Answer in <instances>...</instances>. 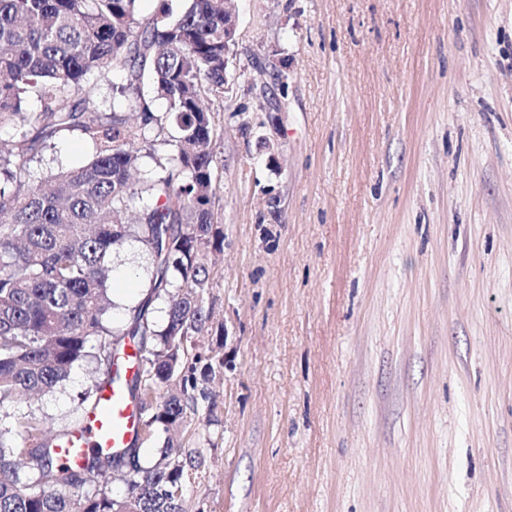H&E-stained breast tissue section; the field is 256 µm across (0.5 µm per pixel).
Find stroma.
Listing matches in <instances>:
<instances>
[{
    "label": "stroma",
    "instance_id": "1",
    "mask_svg": "<svg viewBox=\"0 0 512 512\" xmlns=\"http://www.w3.org/2000/svg\"><path fill=\"white\" fill-rule=\"evenodd\" d=\"M234 8L188 512H512V0ZM106 371L4 410L56 434Z\"/></svg>",
    "mask_w": 512,
    "mask_h": 512
}]
</instances>
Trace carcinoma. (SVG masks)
I'll list each match as a JSON object with an SVG mask.
<instances>
[{
    "mask_svg": "<svg viewBox=\"0 0 512 512\" xmlns=\"http://www.w3.org/2000/svg\"><path fill=\"white\" fill-rule=\"evenodd\" d=\"M0 0V408L54 393L75 366L117 361L126 340L138 358L80 398L99 406L106 385L137 403L140 434L162 441L140 462L138 441L94 450L82 466L57 449L85 419L48 438L32 412L0 428V512H187L190 473L202 460L173 452V435L198 413L203 383L224 357L198 344L210 321L206 249L224 242L211 209L215 136L203 99L224 91V0ZM117 74L112 93L104 82ZM40 104L26 109L29 98ZM162 99L166 110L154 111ZM136 103L139 121L125 112ZM76 135L93 153L36 179L30 163ZM132 239L151 255L147 299L130 324L111 326L114 246ZM165 299L158 322L152 303ZM125 467V492L109 491Z\"/></svg>",
    "mask_w": 512,
    "mask_h": 512,
    "instance_id": "1",
    "label": "carcinoma"
}]
</instances>
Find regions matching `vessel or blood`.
<instances>
[{
    "instance_id": "b4317fda",
    "label": "vessel or blood",
    "mask_w": 512,
    "mask_h": 512,
    "mask_svg": "<svg viewBox=\"0 0 512 512\" xmlns=\"http://www.w3.org/2000/svg\"><path fill=\"white\" fill-rule=\"evenodd\" d=\"M136 406L120 388L106 387L98 409L89 414L84 430L75 432L63 450L64 461L81 464L94 448H121L138 435Z\"/></svg>"
}]
</instances>
